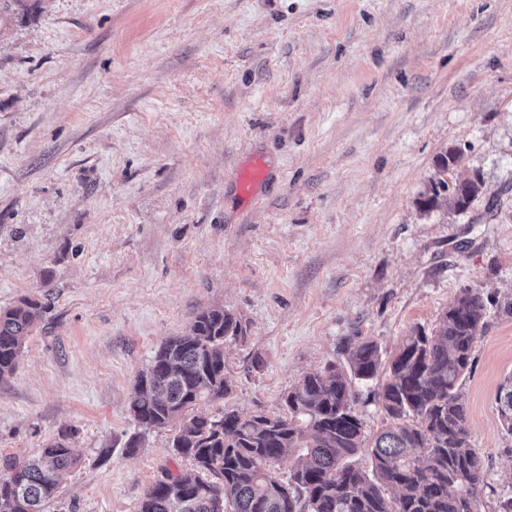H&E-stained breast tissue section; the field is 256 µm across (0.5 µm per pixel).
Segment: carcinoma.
<instances>
[{
    "mask_svg": "<svg viewBox=\"0 0 512 512\" xmlns=\"http://www.w3.org/2000/svg\"><path fill=\"white\" fill-rule=\"evenodd\" d=\"M479 196L466 189L448 199L457 212ZM43 311L30 298L0 308V380L16 370L27 336ZM485 305L463 291L428 334L405 337L378 391L390 420L371 442V472L350 464L367 437L352 409L353 382L378 376V347L347 349L350 373L329 363L304 375L285 395L283 412L249 416L203 406L224 400V342L243 332L222 307L202 311L187 334L166 340L134 384L130 409L148 428L176 419L175 455L192 460L196 474L165 472L142 498L138 512H477L479 494L464 480L483 477L472 447L459 390L472 365ZM501 426L512 433V373L499 387ZM297 459L284 483L268 469ZM76 464L61 441L26 458L0 461V512H44L60 474Z\"/></svg>",
    "mask_w": 512,
    "mask_h": 512,
    "instance_id": "cac0c4a2",
    "label": "carcinoma"
}]
</instances>
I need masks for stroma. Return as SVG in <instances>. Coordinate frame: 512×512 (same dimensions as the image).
<instances>
[{
    "label": "stroma",
    "instance_id": "1",
    "mask_svg": "<svg viewBox=\"0 0 512 512\" xmlns=\"http://www.w3.org/2000/svg\"><path fill=\"white\" fill-rule=\"evenodd\" d=\"M480 173L463 213L437 160ZM270 173L260 207L235 178ZM486 302L461 387L479 512L512 496V0H39L0 9V307L44 310L0 381V459L61 439L46 512H137L180 428L140 426L157 348L223 307L230 392L273 415L372 341L382 362L463 290ZM139 437L129 447L130 437ZM496 401L501 426L512 433V373L500 385Z\"/></svg>",
    "mask_w": 512,
    "mask_h": 512
}]
</instances>
